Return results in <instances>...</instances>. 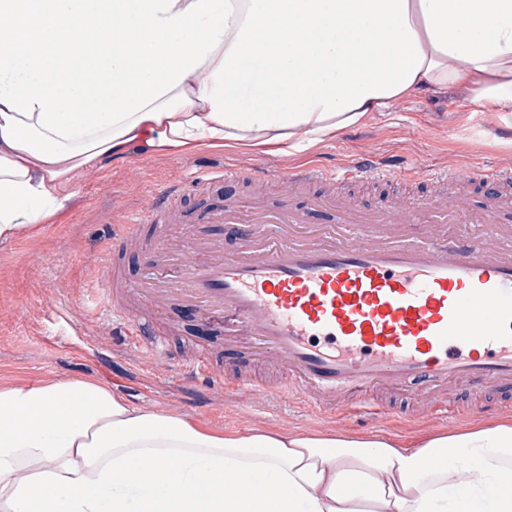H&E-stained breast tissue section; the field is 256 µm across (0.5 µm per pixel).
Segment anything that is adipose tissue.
Masks as SVG:
<instances>
[{"label": "adipose tissue", "instance_id": "adipose-tissue-1", "mask_svg": "<svg viewBox=\"0 0 512 512\" xmlns=\"http://www.w3.org/2000/svg\"><path fill=\"white\" fill-rule=\"evenodd\" d=\"M423 93L512 129V0H0V242L83 168L298 155ZM0 512H512V422L220 433L92 380L5 383Z\"/></svg>", "mask_w": 512, "mask_h": 512}]
</instances>
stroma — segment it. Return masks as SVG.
I'll list each match as a JSON object with an SVG mask.
<instances>
[{
    "mask_svg": "<svg viewBox=\"0 0 512 512\" xmlns=\"http://www.w3.org/2000/svg\"><path fill=\"white\" fill-rule=\"evenodd\" d=\"M365 152L389 164L417 162L436 169L512 165V130L498 126L488 113L458 97L428 94L401 102L396 111L374 116L335 141L300 155L204 147L189 155L133 152L86 168L71 186L73 197L66 213L42 225L36 236L0 243V384L94 379L134 408L181 414L221 431L340 429L408 437L477 421L512 419V410L483 409L475 394L465 393L444 421L434 407L396 397L386 420L371 421L355 413L341 422L331 414L311 412L289 395L263 390L268 377L265 364L242 359L229 365L223 329L184 310L170 309L166 317L155 320L137 295L125 298L131 313L151 321L164 345L163 353L153 359L135 352L121 336L119 323L92 307L91 300L103 284L108 264L104 243L113 225L145 207L165 183L182 182V196L172 220L147 227L145 237L167 232L173 225L216 236L218 225L200 223L202 208H226L247 200L272 205L286 192L298 206H305L319 184L290 188L279 181V174L306 162L336 164ZM225 164L263 167L271 177L261 184L241 178L207 187L195 183L198 170ZM429 192L422 185L396 187L381 181L335 190L336 195L358 199L364 210L383 208L395 195L411 200ZM200 355L210 358L215 375L231 380L249 377L255 389L225 392L184 386V364Z\"/></svg>",
    "mask_w": 512,
    "mask_h": 512,
    "instance_id": "1",
    "label": "stroma"
}]
</instances>
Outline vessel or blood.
<instances>
[{
    "label": "vessel or blood",
    "instance_id": "b4317fda",
    "mask_svg": "<svg viewBox=\"0 0 512 512\" xmlns=\"http://www.w3.org/2000/svg\"><path fill=\"white\" fill-rule=\"evenodd\" d=\"M487 187L470 218L480 235L449 237L437 224L454 208L418 197L359 216L349 198L316 197L309 210L289 195L276 205L247 202L208 216L224 238L165 234L149 246L151 263L127 279L120 260L145 225L158 223L178 200L173 182L146 207L125 216L107 244L111 267L97 304L122 317L124 333L142 354L157 355L139 320L123 317L112 298L131 292L157 315L172 307L204 321L235 319L224 344L248 346L277 368L281 390L323 411L353 406L381 416L382 393L434 398L440 411L460 390L511 406L512 395V166L440 172L415 164H383L365 155L333 168L289 171L285 183H448ZM334 210L328 232L308 222L311 210ZM213 376L207 357L183 371L185 380Z\"/></svg>",
    "mask_w": 512,
    "mask_h": 512
}]
</instances>
